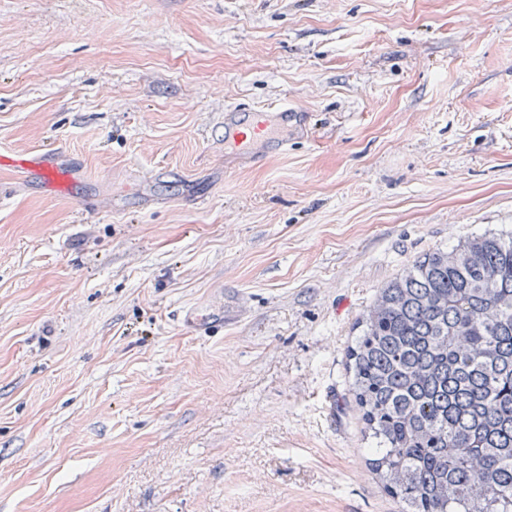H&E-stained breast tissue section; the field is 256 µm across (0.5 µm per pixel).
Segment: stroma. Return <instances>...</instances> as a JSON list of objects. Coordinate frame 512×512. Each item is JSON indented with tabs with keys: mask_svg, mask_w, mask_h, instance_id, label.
<instances>
[{
	"mask_svg": "<svg viewBox=\"0 0 512 512\" xmlns=\"http://www.w3.org/2000/svg\"><path fill=\"white\" fill-rule=\"evenodd\" d=\"M290 104L287 154L224 110ZM0 512H400L346 348L512 229V0H0ZM10 167L15 171L25 170L37 178L50 193L68 194L75 178L73 173L58 163L48 151L37 152L20 158L0 156V168Z\"/></svg>",
	"mask_w": 512,
	"mask_h": 512,
	"instance_id": "stroma-1",
	"label": "stroma"
}]
</instances>
